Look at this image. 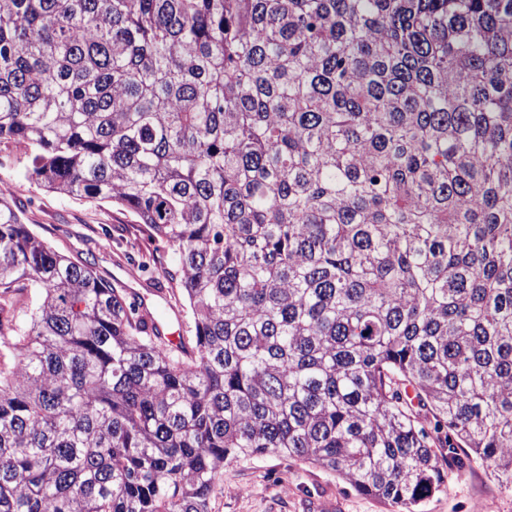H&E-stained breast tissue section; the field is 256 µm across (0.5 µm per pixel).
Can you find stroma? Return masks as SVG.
<instances>
[{"label":"stroma","instance_id":"35a3bbf8","mask_svg":"<svg viewBox=\"0 0 512 512\" xmlns=\"http://www.w3.org/2000/svg\"><path fill=\"white\" fill-rule=\"evenodd\" d=\"M22 152L0 151V180L7 197L56 251L92 263L113 286L128 293L165 289L155 306L165 332L188 335L192 325L177 283L168 277L177 267L175 254H159L150 271L139 263L149 249L142 227L107 202H89L45 191L25 176ZM211 512H395L389 504L353 491L336 475L277 454L224 464L210 501ZM424 512H512V491L500 488L487 470L472 465L452 472L442 492Z\"/></svg>","mask_w":512,"mask_h":512}]
</instances>
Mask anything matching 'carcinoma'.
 I'll use <instances>...</instances> for the list:
<instances>
[{
  "mask_svg": "<svg viewBox=\"0 0 512 512\" xmlns=\"http://www.w3.org/2000/svg\"><path fill=\"white\" fill-rule=\"evenodd\" d=\"M0 143L192 320L0 194V512H210L267 453L397 512L512 491V0H0ZM26 158L22 152L3 149L0 151V181H7L10 188L6 196L21 208L23 220L41 235L56 251L74 260L92 263L97 272L112 282L116 288L139 296L148 294L152 288L167 291L168 301L159 300L151 306L163 323L169 343L177 347L190 336L191 318L182 306L181 288L163 271H174L177 257L172 252L158 254L151 270L143 272L138 263L148 258L149 243L140 224L119 210L112 203L89 202L47 192L25 177ZM1 190L7 184L1 181ZM143 256V258H142ZM154 280V281H153ZM148 296H143L142 310L148 311ZM180 314V319L177 318ZM424 512H512V491L500 488L487 470L473 464L452 471L442 492L423 507Z\"/></svg>",
  "mask_w": 512,
  "mask_h": 512,
  "instance_id": "1",
  "label": "carcinoma"
}]
</instances>
